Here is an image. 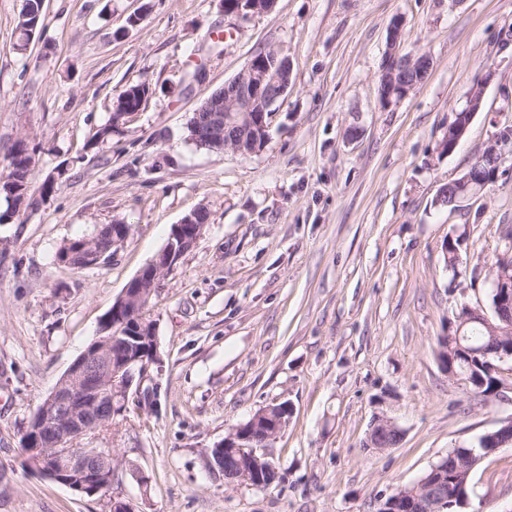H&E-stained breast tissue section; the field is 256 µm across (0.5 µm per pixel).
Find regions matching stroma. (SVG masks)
I'll use <instances>...</instances> for the list:
<instances>
[{
	"label": "stroma",
	"mask_w": 512,
	"mask_h": 512,
	"mask_svg": "<svg viewBox=\"0 0 512 512\" xmlns=\"http://www.w3.org/2000/svg\"><path fill=\"white\" fill-rule=\"evenodd\" d=\"M22 5L0 0V169L23 138L35 183L60 179L35 210L11 214L0 199V512H108L30 470L21 436L128 283L199 207L209 222L147 312L153 405L129 404L123 422L82 441L112 449V491L133 512H376L381 496L512 416V359L500 364L499 396L485 400L433 352L453 314L487 305L512 230L510 157L479 199L436 202L512 124V0H277L245 21L223 0H45L23 56L12 49ZM397 16L400 53L432 65L385 107L378 79ZM270 48L292 74L265 146L196 148L193 113ZM481 78L483 108L442 152ZM136 83L150 88L140 110L88 148ZM116 222L129 233L110 263L59 260L65 244ZM457 236L466 259L452 271L443 244ZM283 401L288 426L266 449L285 474L279 486L205 470V449ZM381 412L404 437L375 450L367 435ZM474 483L469 512H512V446L485 457Z\"/></svg>",
	"instance_id": "obj_1"
}]
</instances>
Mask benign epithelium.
<instances>
[{"mask_svg": "<svg viewBox=\"0 0 512 512\" xmlns=\"http://www.w3.org/2000/svg\"><path fill=\"white\" fill-rule=\"evenodd\" d=\"M402 21L396 18L390 24V45L386 53L387 65L382 74L388 80L396 76L419 70L428 74L431 61L426 55L403 56L396 50ZM289 64L288 58L280 57L279 53L270 56L261 55L253 58L232 80L234 86V106L225 107L224 100L215 98L209 101L207 112L208 129L203 131L206 139L214 145L224 144V133L241 124L253 130L255 134L269 139L271 119L274 106L283 97L289 83L279 79L275 67L276 60ZM488 79L479 81L475 93L470 95L466 108V119L455 125L448 138L442 143V150L453 151L468 131L475 115L479 111L484 97V86ZM512 129L505 127L497 134L494 144L490 146L493 162L489 167L481 163L474 164L467 173L443 185L438 196L448 195V206L456 207L459 203L477 197L487 184L497 179L502 162V150L512 148ZM128 228L124 224H114L109 227L105 243L95 252L87 253L89 266H97L109 261L118 248L124 243ZM182 253L175 250V244L169 243L158 254L155 260L143 268L125 288L119 302L112 307L106 317V323L117 320L124 323L133 319L138 323L145 320V310L126 312L127 292L135 291L149 280H155L159 271L172 269ZM491 288L496 296V308L501 314V321H508L512 316V279L499 275L491 280ZM94 352L83 353L76 358L62 379L46 397L40 412L36 415V425L24 432V446L27 454L31 455L29 466L38 474L57 480L62 474H73L90 483L95 482L98 488L95 492L101 499L107 501L111 512H132L129 503L120 495L112 494V485L106 481L104 470L96 465L105 466L112 461L110 448H81L77 442L93 435L106 427L107 418L97 411L95 405L100 402L105 377H110L112 383L119 384L120 390L129 392L135 379V373L140 378L148 376L145 366H137L139 358H129L118 367H113L112 338L97 339L92 342ZM512 427V417L503 422L502 430L487 435L483 447L493 451L512 442L505 434ZM400 427L385 415L377 417L369 435V445L377 448L382 443V437L398 431ZM279 428L266 433L263 443L252 445L254 437L242 432L238 427L217 443V452L227 449H248L252 466L240 471L241 483L260 488L261 471L272 469V464L262 453L266 443L277 437ZM448 502V464H434L428 477L408 488L395 491L378 500L377 509L380 512H443Z\"/></svg>", "mask_w": 512, "mask_h": 512, "instance_id": "1", "label": "benign epithelium"}]
</instances>
